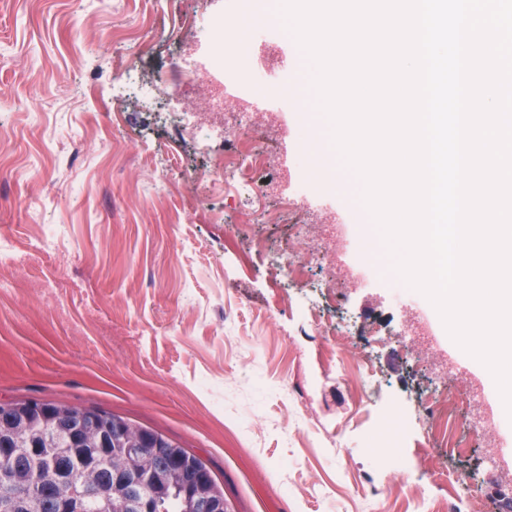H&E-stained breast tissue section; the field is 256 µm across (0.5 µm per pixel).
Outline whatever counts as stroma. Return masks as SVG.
<instances>
[{
	"label": "stroma",
	"instance_id": "stroma-1",
	"mask_svg": "<svg viewBox=\"0 0 512 512\" xmlns=\"http://www.w3.org/2000/svg\"><path fill=\"white\" fill-rule=\"evenodd\" d=\"M83 2L0 0V234L22 256L0 268V403L99 408L159 432L205 463L226 512H413L420 490L448 501L459 472L475 479L477 512H512V466L492 467L480 442L453 452L448 414L429 428L411 421L400 453L374 433L384 403L413 410L433 389L465 399L481 368L433 305L436 345L401 336L395 295L407 286L332 144L278 0ZM256 11L274 34L269 64L292 52L296 102L308 108L255 112L237 142L204 140L182 112L210 119L215 92L194 66L216 53L207 24ZM129 68L177 94L118 92ZM284 142L312 166L283 171ZM253 145L269 161L252 174L263 195L247 202L212 173ZM301 183L334 201L345 236L371 242L321 296L318 325L296 306L325 271L314 263L281 283L265 258L321 244L331 217L280 211ZM50 225L59 244L38 252ZM453 351L468 374L436 373Z\"/></svg>",
	"mask_w": 512,
	"mask_h": 512
}]
</instances>
